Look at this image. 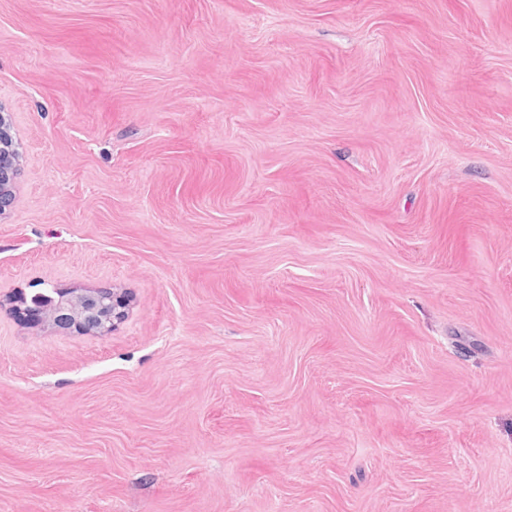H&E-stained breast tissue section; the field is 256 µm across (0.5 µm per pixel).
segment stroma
<instances>
[{
  "label": "stroma",
  "instance_id": "1",
  "mask_svg": "<svg viewBox=\"0 0 512 512\" xmlns=\"http://www.w3.org/2000/svg\"><path fill=\"white\" fill-rule=\"evenodd\" d=\"M0 112V512H512V0H0ZM0 117V214L2 215L14 201L12 189L16 180L14 163L7 157L16 155L17 150L10 134V123L3 114H0ZM7 165L9 168L6 167ZM56 294L46 303L36 301L42 296L36 293L29 299L26 291L18 290L7 301L12 310L23 318L52 326L56 329H78L77 332H92L100 336L109 335L127 314L126 295L117 288H95L81 291L51 288ZM108 292H101V290Z\"/></svg>",
  "mask_w": 512,
  "mask_h": 512
}]
</instances>
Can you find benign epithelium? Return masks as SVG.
<instances>
[{"mask_svg": "<svg viewBox=\"0 0 512 512\" xmlns=\"http://www.w3.org/2000/svg\"><path fill=\"white\" fill-rule=\"evenodd\" d=\"M17 153L10 134V123L0 119V214L14 201L13 185L16 177L9 156ZM55 296L39 302L40 294L33 296L18 290L9 296L11 308L23 318L52 326L56 329H77L100 336L110 334L127 314L126 295L117 288L103 292L99 288L74 291L54 289Z\"/></svg>", "mask_w": 512, "mask_h": 512, "instance_id": "7a95c632", "label": "benign epithelium"}]
</instances>
